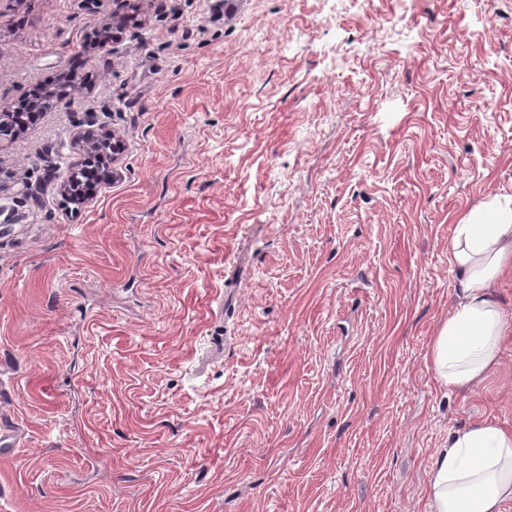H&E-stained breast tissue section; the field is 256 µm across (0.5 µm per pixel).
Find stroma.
Returning a JSON list of instances; mask_svg holds the SVG:
<instances>
[{
  "mask_svg": "<svg viewBox=\"0 0 512 512\" xmlns=\"http://www.w3.org/2000/svg\"><path fill=\"white\" fill-rule=\"evenodd\" d=\"M131 2L0 0V109L82 77L0 141V512H430L449 434L512 429V330L473 392L427 359L512 196V0ZM85 125L86 128L75 131L70 137L66 167L62 171H55L58 192L64 195L70 196V183L77 179L83 164L89 162L98 149L110 143V133L102 128H94L96 124L93 120Z\"/></svg>",
  "mask_w": 512,
  "mask_h": 512,
  "instance_id": "1",
  "label": "stroma"
}]
</instances>
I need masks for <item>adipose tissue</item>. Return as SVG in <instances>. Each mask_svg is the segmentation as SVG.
<instances>
[{
  "label": "adipose tissue",
  "mask_w": 512,
  "mask_h": 512,
  "mask_svg": "<svg viewBox=\"0 0 512 512\" xmlns=\"http://www.w3.org/2000/svg\"><path fill=\"white\" fill-rule=\"evenodd\" d=\"M449 261L456 304L433 336L428 359L438 381L468 391L497 364L512 324L494 286L512 268V198L492 199L456 223ZM431 512H504L512 501V431L488 422L450 435L426 488Z\"/></svg>",
  "instance_id": "1"
}]
</instances>
